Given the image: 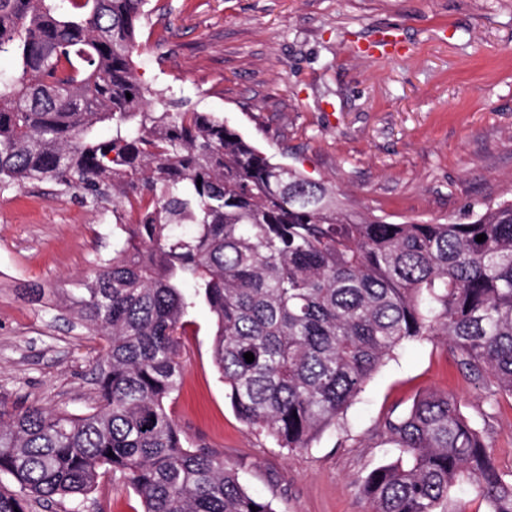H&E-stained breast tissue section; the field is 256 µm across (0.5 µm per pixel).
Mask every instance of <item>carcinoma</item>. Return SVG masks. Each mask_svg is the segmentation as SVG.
I'll return each mask as SVG.
<instances>
[{
  "label": "carcinoma",
  "instance_id": "1",
  "mask_svg": "<svg viewBox=\"0 0 512 512\" xmlns=\"http://www.w3.org/2000/svg\"><path fill=\"white\" fill-rule=\"evenodd\" d=\"M146 4L0 0V57L12 61L0 71V192L48 181L126 217L73 299L105 340L99 405L0 412V512L84 501L107 471L142 512H275L223 459L186 445L167 410L187 282L214 316L232 407L281 448L336 425L385 360L423 336L453 343L469 375L512 396V200L463 223H388L214 113L152 103L133 65ZM380 435L397 456L359 481L370 512H452L462 488L488 512H512V471L453 397L389 412Z\"/></svg>",
  "mask_w": 512,
  "mask_h": 512
}]
</instances>
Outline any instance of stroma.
Wrapping results in <instances>:
<instances>
[{"mask_svg":"<svg viewBox=\"0 0 512 512\" xmlns=\"http://www.w3.org/2000/svg\"><path fill=\"white\" fill-rule=\"evenodd\" d=\"M133 61L157 95L215 113L386 222L443 224L512 200V0H156ZM114 222L111 205L47 183L0 194V409L96 406L105 341L64 300L111 256ZM186 319L167 410L190 445L222 457L275 512H368L358 482L395 455L380 423L427 392L454 397L496 467L512 470V396L468 376L441 339L398 350L339 424L291 451L233 411L206 302ZM139 509L124 478L107 474L84 505L32 512Z\"/></svg>","mask_w":512,"mask_h":512,"instance_id":"1","label":"stroma"}]
</instances>
